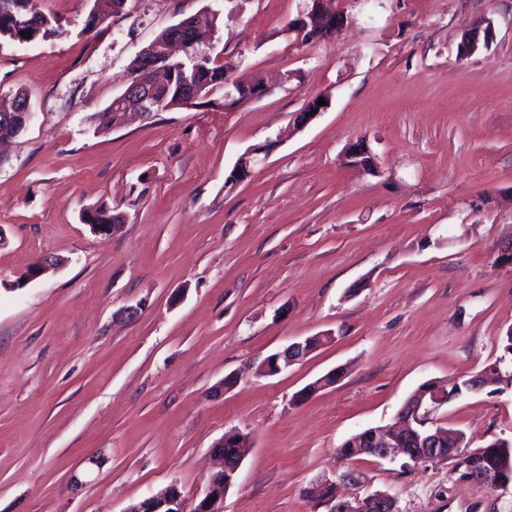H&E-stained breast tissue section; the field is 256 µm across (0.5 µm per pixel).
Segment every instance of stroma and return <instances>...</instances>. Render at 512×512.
Returning a JSON list of instances; mask_svg holds the SVG:
<instances>
[{
  "mask_svg": "<svg viewBox=\"0 0 512 512\" xmlns=\"http://www.w3.org/2000/svg\"><path fill=\"white\" fill-rule=\"evenodd\" d=\"M36 3L66 33L0 41V100L25 92L35 113L0 160V276L64 263L0 293V512H129L173 481L193 501L234 430L254 446L224 512H326L303 490L346 439L424 382L484 369L512 328V0H329L349 22L313 44L286 29L310 0H128L89 36V0ZM201 10L220 24L198 52L234 59L226 84L98 130L138 53ZM483 21L489 43L460 56ZM256 76L272 93L225 107ZM360 141L381 176L343 164ZM260 144L265 160L227 184ZM97 207L121 216L112 233L84 223ZM432 417L475 446L512 441V388ZM356 466L398 512H512V491L451 461ZM322 337L324 336H310L303 342L291 343L281 351L276 352V356L272 359V367L268 366V361L265 363V375H276L284 368L304 358L312 351L311 348L307 347L309 341L316 338L322 341Z\"/></svg>",
  "mask_w": 512,
  "mask_h": 512,
  "instance_id": "obj_1",
  "label": "stroma"
}]
</instances>
